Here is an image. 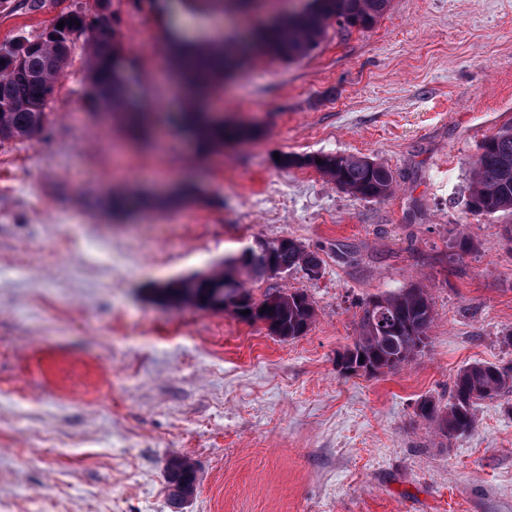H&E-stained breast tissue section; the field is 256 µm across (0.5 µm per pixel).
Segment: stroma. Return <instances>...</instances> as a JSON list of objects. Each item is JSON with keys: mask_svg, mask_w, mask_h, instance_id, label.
<instances>
[{"mask_svg": "<svg viewBox=\"0 0 512 512\" xmlns=\"http://www.w3.org/2000/svg\"><path fill=\"white\" fill-rule=\"evenodd\" d=\"M111 2L154 132L87 105L78 47L41 134L0 143V512H171L175 455L197 469L183 512H512V395L452 440L416 413L467 363L512 362V216L468 206L469 159L512 123V0H391L370 30L256 57L211 104L255 136L208 152L174 122L156 0ZM52 19L0 12V44ZM286 154L366 157L395 189L368 201ZM116 194L135 206L116 213ZM282 238L319 275L246 286L308 294L303 336L154 298ZM415 282L426 349L341 372L362 304Z\"/></svg>", "mask_w": 512, "mask_h": 512, "instance_id": "obj_1", "label": "stroma"}]
</instances>
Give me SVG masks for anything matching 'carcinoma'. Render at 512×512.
<instances>
[{
	"label": "carcinoma",
	"mask_w": 512,
	"mask_h": 512,
	"mask_svg": "<svg viewBox=\"0 0 512 512\" xmlns=\"http://www.w3.org/2000/svg\"><path fill=\"white\" fill-rule=\"evenodd\" d=\"M390 0H310L301 12L274 18L263 27L262 41L257 45L242 44L236 55L195 52L181 54L177 68L188 76L184 93L194 96L213 94L225 77L236 71L254 49L293 61L308 55L325 38L329 26L342 32L353 28L369 29L384 15ZM102 0H94V11L78 7L57 16L34 38L21 37L0 46V142L26 141L44 129L46 108L61 71L47 66L52 56H70L75 43L83 40L89 55V101L97 110L107 105L120 113L130 131L146 132L149 115L131 100L126 76V57L116 29L100 19ZM63 28H57L59 22ZM184 126L195 127L196 141L202 148L222 146L227 139H244L253 135L250 127L228 126L218 118L183 119ZM321 163H316V159ZM286 167H312L336 185L370 201L391 194L394 176L385 166L368 164L366 158L321 155L293 158L284 156ZM472 173L469 207L477 214L512 215V124L501 127L483 143L480 154L469 162ZM275 261L289 269H303L309 264L321 265L317 253L300 242L289 240L288 249L275 254ZM268 260L260 253H245L228 262L230 270L211 274L193 289L205 305L218 310L232 309L240 313L241 301L251 299L234 271L242 268L257 277H265ZM262 312L257 320L274 327L277 337L286 340L303 335L315 320V308L304 292L267 293L257 303ZM434 323V310L427 289L413 284L396 292L374 296L362 307L358 334L345 349L347 372L378 375L394 370L413 359L421 349L418 341L429 340ZM512 393V365L502 366L475 361L456 374L448 402L422 400L418 415L435 425L445 439L473 431L476 409L488 399ZM166 482L171 507L180 512L183 503L197 487V471L184 457H173L166 468Z\"/></svg>",
	"instance_id": "1"
}]
</instances>
